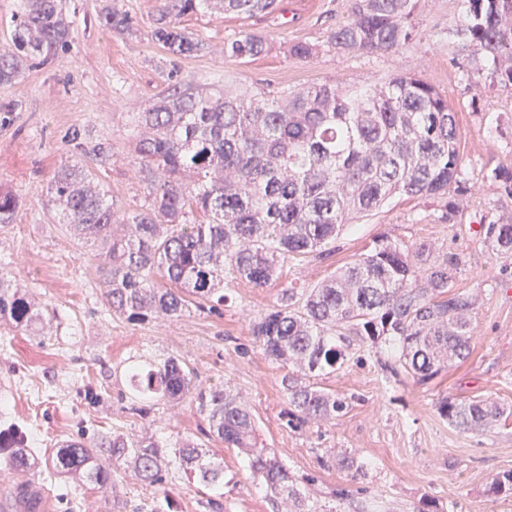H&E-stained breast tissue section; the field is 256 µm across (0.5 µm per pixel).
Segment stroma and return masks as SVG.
<instances>
[{"mask_svg": "<svg viewBox=\"0 0 512 512\" xmlns=\"http://www.w3.org/2000/svg\"><path fill=\"white\" fill-rule=\"evenodd\" d=\"M106 2L132 18L133 31L100 25L97 14ZM59 3L72 22L70 51L0 85V103L17 105L11 122L0 126V185L22 200L14 223L0 228V268L48 309L44 330L0 327V405L29 429L36 454H51L62 441L82 434L157 433L173 444L192 439L224 461V512H276L259 478L245 468L244 454L205 438L207 422L190 401L129 414L125 366L173 356L197 383L224 387L245 401L255 418L258 447L294 475L311 477L310 497L325 507L512 512V497L494 500L485 494L499 473L512 470V418L462 434L437 412L445 397L512 407V255L493 254L479 234L489 203L512 214V198L484 178L490 166L512 173V90L491 84L472 49L449 39L457 0H420L419 34L393 55L325 51L306 60L288 57L283 46L326 43L331 30L348 19L349 0H279L272 20L221 11L185 14L180 27L203 48L176 59L151 35L162 0ZM245 32L272 43V51L253 60L225 59V39ZM399 70L417 73L447 94L458 114L463 177L472 193L454 223H438L437 207L429 201L396 196L344 229L329 256L286 265L282 283L226 285L223 316L193 309L176 319L131 323L108 310L95 249L70 236L48 200L54 171L68 161L66 135L77 129L87 140L111 144L112 161L101 178L123 218L148 202L138 178L131 117L166 95L173 83L205 93L236 86L280 91L322 82L383 81ZM383 237L460 254L454 286L478 298L471 353L421 386L406 374L382 370L390 355L387 344L351 347L348 362L320 381L349 396V408L329 421L290 427L284 370L262 354L251 325L276 304L283 283L317 284ZM351 460L364 464V471L347 469ZM39 486L42 512H152L157 497L127 470L100 491L54 476ZM340 487L348 492L341 502L335 498ZM164 488L170 512H210L192 476L167 475Z\"/></svg>", "mask_w": 512, "mask_h": 512, "instance_id": "35a3bbf8", "label": "stroma"}]
</instances>
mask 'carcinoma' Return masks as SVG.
Returning <instances> with one entry per match:
<instances>
[{
  "instance_id": "carcinoma-1",
  "label": "carcinoma",
  "mask_w": 512,
  "mask_h": 512,
  "mask_svg": "<svg viewBox=\"0 0 512 512\" xmlns=\"http://www.w3.org/2000/svg\"><path fill=\"white\" fill-rule=\"evenodd\" d=\"M419 0H351L350 19L334 28L326 47L295 42L290 58L323 50L391 55L418 34ZM458 20L448 31L482 56L491 83L512 88V0H457ZM221 8L247 17L270 16L278 0H163L152 38L173 56L197 52L201 43L177 18ZM103 26L133 29L126 14L105 7ZM70 22L58 0H22L13 47L0 50V84L15 81L34 61L45 63L72 45ZM274 46L243 33L224 41V57L254 59ZM134 146L149 203L129 215L119 234L114 202L94 170L112 158L106 143L86 145L73 131L66 141L73 160L60 166L48 187L61 223L99 248L106 302L132 322L178 318L191 304L222 315L224 280L265 288L283 276L289 261L330 254L340 232L378 210L394 195L438 203L437 221L449 224L470 188L461 179L460 131L448 96L415 73L396 72L381 82L341 89L319 83L291 91L224 90L186 93L178 86L132 116ZM512 198V174L488 170ZM457 184V197L448 186ZM19 196L0 186V224L14 223ZM483 242L498 254L512 252V216L480 224ZM459 254L411 248L381 238L322 282L290 283L278 302L252 325L265 357L289 368L282 386L296 427L332 419L348 398L312 381L344 364V341L382 339L396 352L383 368L401 369L425 385L454 360L470 354L475 299L454 289ZM35 297L0 271V323L25 330L41 320ZM132 390L128 412L141 416L159 401L188 397L207 420L205 436L247 451V467L259 475L271 500L288 512H318L306 484L274 456L252 451L254 419L239 397L220 386H201L175 357L127 366ZM437 411L462 433L485 430L512 416L511 408L483 399L445 398ZM0 463L7 469H44L56 476L105 488L130 467L143 483L161 489L170 472H190L210 491L211 512H223L224 465L184 439L171 450L160 435L67 440L44 463L28 447L23 430L0 429ZM487 495L512 496V471L499 474Z\"/></svg>"
}]
</instances>
